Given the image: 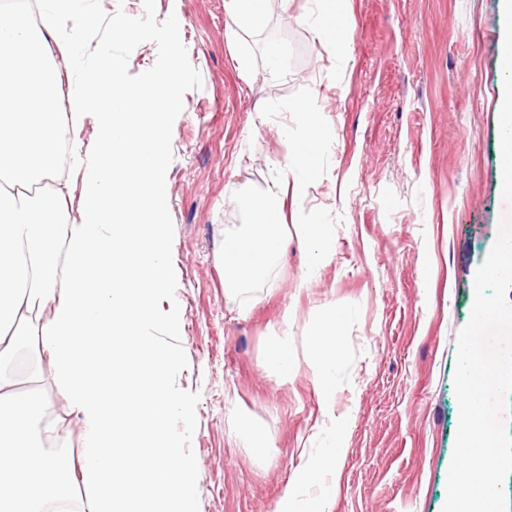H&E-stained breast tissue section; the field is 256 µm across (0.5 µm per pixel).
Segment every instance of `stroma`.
<instances>
[{"mask_svg":"<svg viewBox=\"0 0 512 512\" xmlns=\"http://www.w3.org/2000/svg\"><path fill=\"white\" fill-rule=\"evenodd\" d=\"M225 2L82 0L66 33L82 56L109 48L129 84L183 75L165 105L170 282L157 310L181 319L170 383L192 419L169 426L197 464L195 512H306L330 492L331 512H442L456 338L505 206L503 0H336L342 62L306 21L321 0H268L260 24L234 37ZM122 24L131 36H114ZM301 88L331 128L329 168L287 204L276 269L243 305L218 262L240 223L232 195L287 169L291 118L260 111ZM302 224L325 227L315 258L297 242ZM332 318L336 358L321 368L311 344ZM283 339L284 369L270 357ZM330 451L336 477H307Z\"/></svg>","mask_w":512,"mask_h":512,"instance_id":"35a3bbf8","label":"stroma"}]
</instances>
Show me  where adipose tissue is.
<instances>
[{"label": "adipose tissue", "instance_id": "ef3b65f1", "mask_svg": "<svg viewBox=\"0 0 512 512\" xmlns=\"http://www.w3.org/2000/svg\"><path fill=\"white\" fill-rule=\"evenodd\" d=\"M80 0H55L39 28L0 9V512H194L196 464L168 427L190 409L169 384L177 315L155 316L169 284L157 188L165 103L177 68L129 85L98 53L71 82L72 122L93 115L95 148L80 155L81 220L62 191L36 195L62 169L54 50ZM36 362L19 396L14 362ZM51 381L54 398L40 391ZM78 442V457L64 455Z\"/></svg>", "mask_w": 512, "mask_h": 512}]
</instances>
